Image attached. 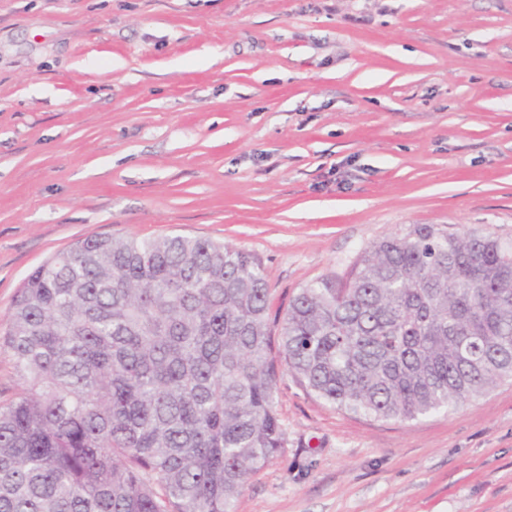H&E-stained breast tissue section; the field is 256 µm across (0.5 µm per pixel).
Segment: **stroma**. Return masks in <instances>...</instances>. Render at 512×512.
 <instances>
[{
  "instance_id": "35a3bbf8",
  "label": "stroma",
  "mask_w": 512,
  "mask_h": 512,
  "mask_svg": "<svg viewBox=\"0 0 512 512\" xmlns=\"http://www.w3.org/2000/svg\"><path fill=\"white\" fill-rule=\"evenodd\" d=\"M412 224L512 241V0H0V330L94 236L205 237L269 313ZM236 512H512V382L377 421L278 390Z\"/></svg>"
}]
</instances>
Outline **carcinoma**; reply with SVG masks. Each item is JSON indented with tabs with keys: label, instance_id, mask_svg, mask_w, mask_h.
Segmentation results:
<instances>
[{
	"label": "carcinoma",
	"instance_id": "carcinoma-1",
	"mask_svg": "<svg viewBox=\"0 0 512 512\" xmlns=\"http://www.w3.org/2000/svg\"><path fill=\"white\" fill-rule=\"evenodd\" d=\"M251 254L208 238L96 236L24 280L0 343V512H235L284 448L288 373L383 421L512 379V243L412 224L319 278L279 330Z\"/></svg>",
	"mask_w": 512,
	"mask_h": 512
}]
</instances>
